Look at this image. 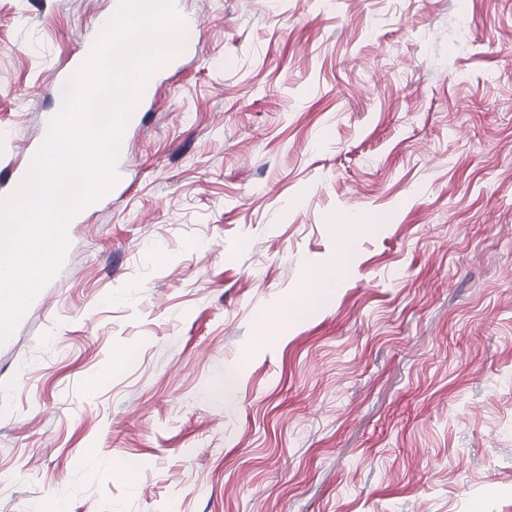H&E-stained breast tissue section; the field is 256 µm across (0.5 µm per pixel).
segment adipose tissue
Instances as JSON below:
<instances>
[{
	"label": "adipose tissue",
	"mask_w": 512,
	"mask_h": 512,
	"mask_svg": "<svg viewBox=\"0 0 512 512\" xmlns=\"http://www.w3.org/2000/svg\"><path fill=\"white\" fill-rule=\"evenodd\" d=\"M367 219L361 214L341 216L330 229L342 243L334 261L308 268L298 286L277 308L280 321L294 323L302 319L350 273L352 263L348 243L354 233L363 230Z\"/></svg>",
	"instance_id": "1"
}]
</instances>
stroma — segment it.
<instances>
[{
    "label": "stroma",
    "mask_w": 512,
    "mask_h": 512,
    "mask_svg": "<svg viewBox=\"0 0 512 512\" xmlns=\"http://www.w3.org/2000/svg\"><path fill=\"white\" fill-rule=\"evenodd\" d=\"M110 4L0 0V171ZM181 4L126 194L0 344V512H512V0ZM367 219L362 214L341 216L334 224H330L331 232L343 246L334 261L315 267H309L298 286L278 305L277 313L280 322L294 323L302 319L350 273V238L357 231L366 227Z\"/></svg>",
    "instance_id": "obj_1"
}]
</instances>
